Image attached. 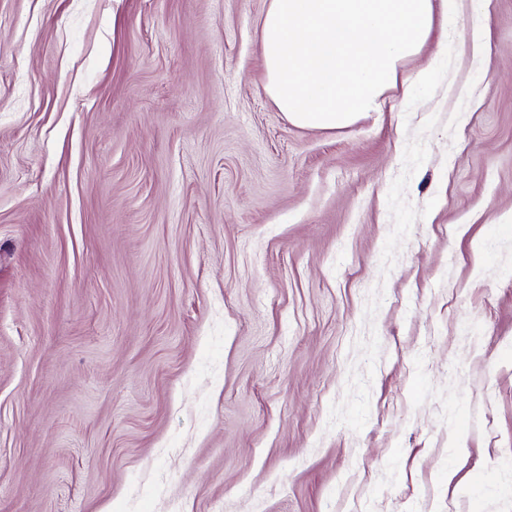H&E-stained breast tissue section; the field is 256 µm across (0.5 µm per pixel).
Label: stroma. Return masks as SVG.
<instances>
[{
	"label": "stroma",
	"instance_id": "35a3bbf8",
	"mask_svg": "<svg viewBox=\"0 0 512 512\" xmlns=\"http://www.w3.org/2000/svg\"><path fill=\"white\" fill-rule=\"evenodd\" d=\"M266 7L0 0V512H512V0L336 130Z\"/></svg>",
	"mask_w": 512,
	"mask_h": 512
}]
</instances>
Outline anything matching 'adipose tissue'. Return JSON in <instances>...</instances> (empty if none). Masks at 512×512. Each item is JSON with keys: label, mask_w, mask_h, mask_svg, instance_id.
<instances>
[{"label": "adipose tissue", "mask_w": 512, "mask_h": 512, "mask_svg": "<svg viewBox=\"0 0 512 512\" xmlns=\"http://www.w3.org/2000/svg\"><path fill=\"white\" fill-rule=\"evenodd\" d=\"M435 0H268L266 90L291 123L349 126L378 111L399 63L427 43Z\"/></svg>", "instance_id": "1"}]
</instances>
